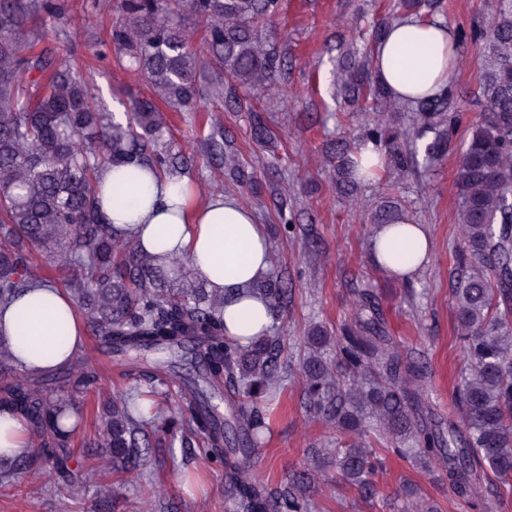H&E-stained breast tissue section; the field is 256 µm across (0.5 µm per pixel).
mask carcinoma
Returning a JSON list of instances; mask_svg holds the SVG:
<instances>
[{"mask_svg": "<svg viewBox=\"0 0 512 512\" xmlns=\"http://www.w3.org/2000/svg\"><path fill=\"white\" fill-rule=\"evenodd\" d=\"M120 21L110 40L126 51L124 67L139 73L153 95L132 98L118 115L102 109L86 79L87 64L62 57L45 44L46 18H66L59 0H0V305L37 285L53 283L33 254H46L68 273L64 288L90 335L150 390L116 391L97 405L100 426L90 441L102 476L141 469L161 421L181 432L183 448L224 464V491L236 512H311L316 474L293 471L273 486L248 469L255 444L269 429V414L255 395L276 387L283 339L269 327L243 345L224 325V294L207 287L191 260L167 261L139 247L113 227L100 208L103 171L113 165L149 166L182 177L194 155L162 142V107L193 112L205 96L199 70L223 76L225 107L241 110L242 97L283 84L288 71L283 46L262 28L280 0H116ZM491 24L473 35L487 49L480 75L482 118L469 127L456 171L457 224L463 245L455 290L457 334L465 366L455 393L457 416L448 428L425 405L427 368L386 336L376 300L359 296L353 319L340 336L315 328L304 338L298 370L305 411L336 428L331 449L336 478L370 501L378 494L381 465L362 444L372 429L391 440L388 452L410 463L433 462L448 480V493L467 500L474 512H494L486 496L496 478L512 493V0H496ZM203 24V54L189 48L181 18ZM369 55L350 39L341 56L338 92L345 102L371 99L367 112H384L396 99L383 87L367 89ZM409 152H389L394 169L412 170L413 155L428 164L443 149L441 127H451L461 107L448 85L413 105ZM431 141H426L428 134ZM252 142L265 145L272 129L256 111ZM207 154L224 162V178L253 188L256 171L236 163L238 149L224 135L210 136ZM355 151H337L340 187L364 179ZM278 221L291 223L288 197H272ZM253 291L271 317L292 296V283L271 271ZM178 380L180 399L169 407L154 399ZM95 370H73L71 392L97 390ZM229 388L237 400L229 419L211 395ZM21 414L28 444L53 462L67 481L66 453L87 408L26 374L10 342L0 339V411Z\"/></svg>", "mask_w": 512, "mask_h": 512, "instance_id": "obj_1", "label": "carcinoma"}]
</instances>
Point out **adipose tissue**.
I'll return each mask as SVG.
<instances>
[{"label": "adipose tissue", "instance_id": "1", "mask_svg": "<svg viewBox=\"0 0 512 512\" xmlns=\"http://www.w3.org/2000/svg\"><path fill=\"white\" fill-rule=\"evenodd\" d=\"M409 32L416 34L417 44L405 43ZM452 35L443 21L414 15L393 25L374 52L379 80L407 99L435 93L449 80ZM427 43L436 46V53L424 52ZM102 182L123 193L119 199L107 194L101 199L112 224L154 254L189 256L198 276L225 293L224 322L232 335L264 333L271 317L265 300L252 289L270 271V244L250 209L227 195L185 202L186 178L161 177L147 169L116 165L103 174ZM429 251L423 225L379 224L373 230V262L392 275L408 278L427 262ZM73 310L68 295L58 288H34L0 307V338L11 340L24 371L57 372L75 361L86 332L73 319Z\"/></svg>", "mask_w": 512, "mask_h": 512}]
</instances>
